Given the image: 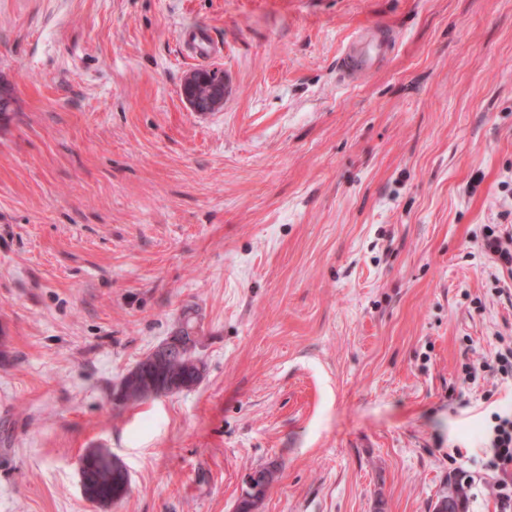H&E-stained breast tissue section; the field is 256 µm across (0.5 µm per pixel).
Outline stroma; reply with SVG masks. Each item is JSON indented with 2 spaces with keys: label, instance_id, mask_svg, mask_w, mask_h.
I'll use <instances>...</instances> for the list:
<instances>
[{
  "label": "stroma",
  "instance_id": "obj_1",
  "mask_svg": "<svg viewBox=\"0 0 512 512\" xmlns=\"http://www.w3.org/2000/svg\"><path fill=\"white\" fill-rule=\"evenodd\" d=\"M372 24L394 51L340 81ZM0 86V512H235L259 466L258 512H434L452 477L498 512L512 0H0ZM189 307L202 382L113 404ZM88 448L128 470L111 508ZM196 75V96L202 101L206 100L208 97V87L209 83L205 77L208 76V69H196L193 71ZM193 73L188 76V82H193ZM212 82V87L216 92L218 98L215 105L212 104L210 100H206V103L201 102L199 99H195L191 94L186 93L182 90V95L186 101V103L195 111V112H209L213 107L217 108L224 102V75L222 72H218L216 76L210 81ZM220 97V98H219ZM481 248L492 261L512 273V233H498L495 228L488 229ZM102 454L99 464L91 469L85 479L100 506H112V502L123 499L129 490L115 481L109 458L111 454L104 448H98ZM254 474H259L260 478L263 481L264 489L261 493L260 497H241L237 504V512H256L259 506L261 505L262 501L266 497V494L274 482L275 479V473L272 469L269 467L261 466L259 468H256L254 471Z\"/></svg>",
  "mask_w": 512,
  "mask_h": 512
}]
</instances>
